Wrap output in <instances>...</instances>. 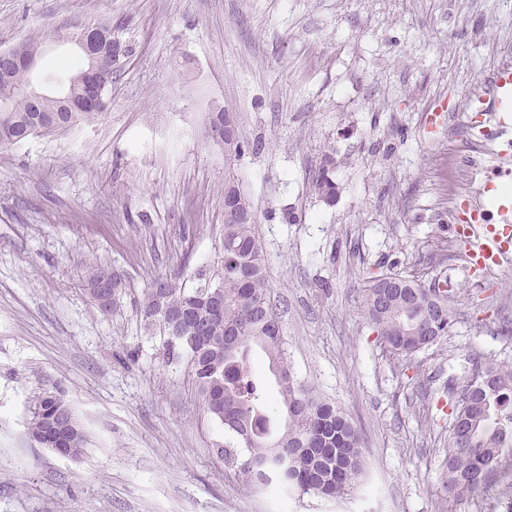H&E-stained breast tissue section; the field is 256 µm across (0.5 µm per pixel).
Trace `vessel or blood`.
<instances>
[{"mask_svg": "<svg viewBox=\"0 0 512 512\" xmlns=\"http://www.w3.org/2000/svg\"><path fill=\"white\" fill-rule=\"evenodd\" d=\"M512 99V68L496 70L487 82L484 93L475 100V109L488 111L490 106H502L504 100ZM512 221V211L498 209L489 211L478 207L471 210L465 223L457 225L456 233L464 246L469 268L488 270L512 264V240L495 231L498 223Z\"/></svg>", "mask_w": 512, "mask_h": 512, "instance_id": "vessel-or-blood-1", "label": "vessel or blood"}]
</instances>
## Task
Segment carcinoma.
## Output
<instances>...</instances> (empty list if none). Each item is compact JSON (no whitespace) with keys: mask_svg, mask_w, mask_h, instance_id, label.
<instances>
[{"mask_svg":"<svg viewBox=\"0 0 512 512\" xmlns=\"http://www.w3.org/2000/svg\"><path fill=\"white\" fill-rule=\"evenodd\" d=\"M28 81L24 72L0 80V98L18 96ZM32 117V112L0 113V145L27 139ZM236 199L248 220H224V260L220 267L210 275L199 274L194 286L171 277L154 278L166 284L174 303L197 295L208 282L220 286L224 313L209 314L198 299L191 318L172 334L162 319L150 317L156 306L150 287L140 312L147 327L157 328L162 336H175L173 343L164 341L168 354L182 352L188 356L208 414L248 451L240 471L249 481L267 485L275 478L305 493L340 498L362 474L360 433L333 405L294 384L283 335L272 325L277 313L266 281L255 214L244 196L238 193ZM107 273L112 274V283L119 284L118 292L127 288L106 263L92 264L85 279ZM381 279L380 275L369 278L363 306L389 351L410 355L448 335L452 319L446 285L436 280L427 287L397 274L399 285L383 288ZM255 346L266 354L268 366L279 369L283 377L277 384L286 410L281 428L267 412L266 386L252 368L250 354ZM448 405L456 409L461 430L469 432L466 440L452 434L448 437V494L459 498L485 488L506 466L504 449L512 448V367L474 362L472 377L460 392L448 388ZM73 425L56 433V439L69 456L76 457L83 450L85 436L78 422ZM284 455L288 469L280 474L249 467L251 460L277 462Z\"/></svg>","mask_w":512,"mask_h":512,"instance_id":"obj_1","label":"carcinoma"}]
</instances>
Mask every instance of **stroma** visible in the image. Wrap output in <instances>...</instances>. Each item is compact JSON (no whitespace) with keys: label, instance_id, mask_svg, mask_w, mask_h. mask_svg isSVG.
Segmentation results:
<instances>
[{"label":"stroma","instance_id":"stroma-1","mask_svg":"<svg viewBox=\"0 0 512 512\" xmlns=\"http://www.w3.org/2000/svg\"><path fill=\"white\" fill-rule=\"evenodd\" d=\"M120 23L133 51L112 65L97 118L0 146V512H512L497 479L449 497V387L474 361L512 366V266L471 274L448 220L455 179L440 157L481 131L468 110L512 44L502 0H0V50L40 40L30 75L55 86L81 57L80 28ZM235 112L244 153L213 138ZM445 110L438 126L429 112ZM327 171L331 199L313 188ZM251 203L294 381L346 413L365 474L327 500L246 484L220 449L186 357L169 356L139 304L154 276L191 282L224 257V184ZM95 262L128 288L100 313ZM382 273L448 283L453 326L389 354L364 316ZM74 410L87 443L68 457L29 423L44 393Z\"/></svg>","mask_w":512,"mask_h":512}]
</instances>
